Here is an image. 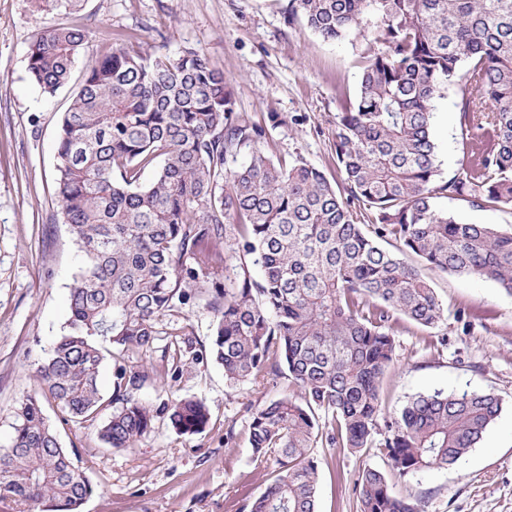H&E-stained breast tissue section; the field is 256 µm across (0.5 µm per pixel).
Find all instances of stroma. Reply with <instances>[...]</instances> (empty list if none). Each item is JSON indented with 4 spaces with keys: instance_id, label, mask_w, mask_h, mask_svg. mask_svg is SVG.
<instances>
[{
    "instance_id": "1",
    "label": "stroma",
    "mask_w": 512,
    "mask_h": 512,
    "mask_svg": "<svg viewBox=\"0 0 512 512\" xmlns=\"http://www.w3.org/2000/svg\"><path fill=\"white\" fill-rule=\"evenodd\" d=\"M289 0H83L69 14L36 0H0V447L12 433L17 402L35 387L33 372L63 333L69 289L82 254L58 218L55 195L57 129L71 87L47 96L29 78L28 50L46 25H80L91 41L75 74L113 44L151 56L201 50L223 72L238 111L267 131L266 152L300 160L336 180V115L353 96L363 38L327 41L303 19L289 20ZM459 85L435 103L432 131L443 176L461 166ZM444 308L436 328L399 318L396 360L383 388V415L407 398L434 390L491 391L502 411L481 441L450 468L397 481L418 497L424 512H512V296L492 281L423 267ZM213 316L200 297L161 317L164 334L150 349H132L127 368L144 372L139 398L156 409L151 430L131 448L104 445L102 410L77 425L47 406L59 442L95 492L80 512H249L269 478L256 462L248 426L258 406L282 397L286 379L267 376L237 386L203 356ZM181 337H172V330ZM179 347L182 366L170 375L164 353ZM180 398L203 400L210 425L181 436L158 408ZM232 442H225L226 432ZM319 462L318 512H357L353 482L364 468L383 469L376 452L312 451Z\"/></svg>"
}]
</instances>
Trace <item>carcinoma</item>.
I'll list each match as a JSON object with an SVG mask.
<instances>
[{"mask_svg":"<svg viewBox=\"0 0 512 512\" xmlns=\"http://www.w3.org/2000/svg\"><path fill=\"white\" fill-rule=\"evenodd\" d=\"M290 3L289 20L303 18L323 39L355 34L371 44L357 92L336 116V186L312 165L268 156L265 128L237 111L224 74L198 49L152 59L113 45L84 70L59 121L56 196L85 263L64 334L36 368L39 390L20 401L0 448V498L21 512H79L95 491L45 404L76 424L93 418L105 354L150 348L158 318L196 294L213 313L209 354L228 384L272 374L292 387L249 423L255 460L276 462L251 512H317L319 443L350 454L374 447L387 459L389 470L358 476V512H420L395 479L454 465L500 415L493 393L436 391L379 425L398 316L424 328L444 317L401 254L512 295V232L437 206L512 207V0ZM88 39L75 25L36 34L28 71L42 93L70 82ZM458 82L468 160L443 180L433 108ZM243 149L248 164L230 168ZM153 167L152 181L140 182ZM139 381L115 368L113 410L98 432L111 448L152 427ZM159 413L179 435L210 421L198 399L165 402Z\"/></svg>","mask_w":512,"mask_h":512,"instance_id":"carcinoma-1","label":"carcinoma"}]
</instances>
